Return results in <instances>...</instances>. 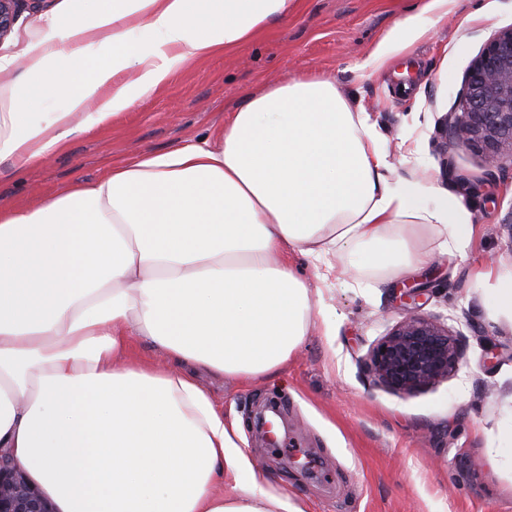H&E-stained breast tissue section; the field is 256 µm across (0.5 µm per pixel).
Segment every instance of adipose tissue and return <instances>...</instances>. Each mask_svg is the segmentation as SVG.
Returning a JSON list of instances; mask_svg holds the SVG:
<instances>
[{"mask_svg":"<svg viewBox=\"0 0 512 512\" xmlns=\"http://www.w3.org/2000/svg\"><path fill=\"white\" fill-rule=\"evenodd\" d=\"M298 0H62L0 55L13 111L0 162L49 160L174 67L241 47ZM151 39L153 50L141 47ZM59 103L29 120L30 97ZM463 250L451 189L394 177L364 108L294 74L203 143L112 168L0 211V452L57 512H307L250 465L236 423L196 384L201 367L253 380L287 365L312 325L309 257L407 272L430 262L414 226ZM169 357L134 359L133 339Z\"/></svg>","mask_w":512,"mask_h":512,"instance_id":"adipose-tissue-1","label":"adipose tissue"}]
</instances>
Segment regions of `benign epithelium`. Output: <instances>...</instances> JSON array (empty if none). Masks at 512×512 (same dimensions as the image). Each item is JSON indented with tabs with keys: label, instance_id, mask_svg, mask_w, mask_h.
Wrapping results in <instances>:
<instances>
[{
	"label": "benign epithelium",
	"instance_id": "7a95c632",
	"mask_svg": "<svg viewBox=\"0 0 512 512\" xmlns=\"http://www.w3.org/2000/svg\"><path fill=\"white\" fill-rule=\"evenodd\" d=\"M20 0H0V40L7 37ZM443 140L475 147L487 171L512 169V27L498 31L472 60L458 109L446 113ZM423 288H404L406 316L370 352L368 373L379 384L405 394L448 378L462 360L460 339L421 313ZM0 512H54L29 475L0 454Z\"/></svg>",
	"mask_w": 512,
	"mask_h": 512
}]
</instances>
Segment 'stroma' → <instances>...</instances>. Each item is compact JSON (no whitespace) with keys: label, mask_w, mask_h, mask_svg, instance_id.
I'll use <instances>...</instances> for the list:
<instances>
[{"label":"stroma","mask_w":512,"mask_h":512,"mask_svg":"<svg viewBox=\"0 0 512 512\" xmlns=\"http://www.w3.org/2000/svg\"><path fill=\"white\" fill-rule=\"evenodd\" d=\"M417 0H300L241 48L177 66L166 83L93 132L75 131L47 163H0V210L32 205L112 166L210 138L255 96L306 73L333 78L364 106L396 175L452 186L472 214L459 252L441 253L437 228L415 235L433 262L413 273L337 263L321 281L312 262L286 261L309 287L316 323L288 364L247 383L202 371L198 381L242 431L262 474L308 512H512V467L490 449L512 446V319L488 302L512 270V170L486 172L473 148L444 144L442 117L485 42L512 27V0H455L406 49L380 66L372 51ZM425 288L422 311L459 336L463 360L447 380L413 395L375 384L364 360L405 312L396 288ZM275 406L280 445L258 439L252 418ZM479 469H471V461Z\"/></svg>","instance_id":"1"}]
</instances>
